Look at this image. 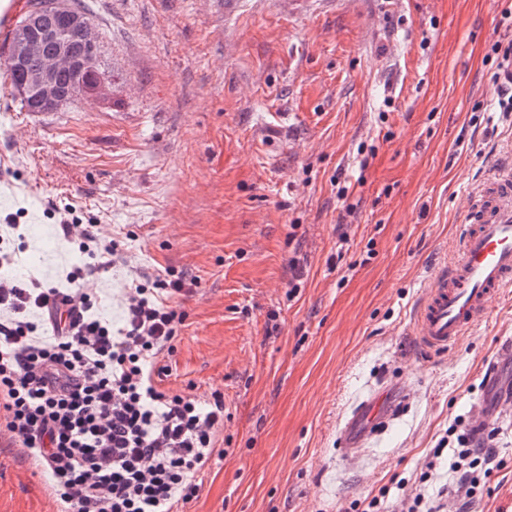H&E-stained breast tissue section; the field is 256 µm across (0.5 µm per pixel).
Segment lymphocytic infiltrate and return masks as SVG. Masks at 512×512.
Here are the masks:
<instances>
[{"label": "lymphocytic infiltrate", "mask_w": 512, "mask_h": 512, "mask_svg": "<svg viewBox=\"0 0 512 512\" xmlns=\"http://www.w3.org/2000/svg\"><path fill=\"white\" fill-rule=\"evenodd\" d=\"M79 261L69 288L0 276V408L6 429L46 476L58 512H179L198 498L224 428V396L207 403L160 389V356L172 354L186 282L138 272L124 290L121 325L94 317L96 285L127 258L75 206L51 205ZM449 493L477 497L491 456L456 436Z\"/></svg>", "instance_id": "f902f5d3"}]
</instances>
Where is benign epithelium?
I'll return each instance as SVG.
<instances>
[{
    "label": "benign epithelium",
    "instance_id": "obj_1",
    "mask_svg": "<svg viewBox=\"0 0 512 512\" xmlns=\"http://www.w3.org/2000/svg\"><path fill=\"white\" fill-rule=\"evenodd\" d=\"M56 20L36 9L15 28L9 54L0 60L18 75L14 86L30 112L57 110L74 96L92 98L112 88V70L101 62L96 31L85 15L59 7ZM72 75L68 88L63 73Z\"/></svg>",
    "mask_w": 512,
    "mask_h": 512
}]
</instances>
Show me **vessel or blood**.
<instances>
[{
    "instance_id": "b4317fda",
    "label": "vessel or blood",
    "mask_w": 512,
    "mask_h": 512,
    "mask_svg": "<svg viewBox=\"0 0 512 512\" xmlns=\"http://www.w3.org/2000/svg\"><path fill=\"white\" fill-rule=\"evenodd\" d=\"M462 221L458 251L417 308L414 334L428 351L454 347L482 320L491 300L512 289V158L472 194ZM394 409L385 389L359 402L341 430L342 454L365 447Z\"/></svg>"
}]
</instances>
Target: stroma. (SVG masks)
Segmentation results:
<instances>
[{"label": "stroma", "instance_id": "35a3bbf8", "mask_svg": "<svg viewBox=\"0 0 512 512\" xmlns=\"http://www.w3.org/2000/svg\"><path fill=\"white\" fill-rule=\"evenodd\" d=\"M82 2L111 94L33 114L0 72V214L26 226L11 275L64 282L53 201L124 244L99 318L120 323L131 268L193 282L157 383L221 391L224 431L185 512L437 499L449 428L479 429L489 384L512 383V293L453 350L413 334L469 196L512 150L492 80L512 0ZM383 382L400 416L343 456L345 417ZM494 429L500 463L469 512H512V412ZM0 512H57L6 432Z\"/></svg>", "mask_w": 512, "mask_h": 512}]
</instances>
